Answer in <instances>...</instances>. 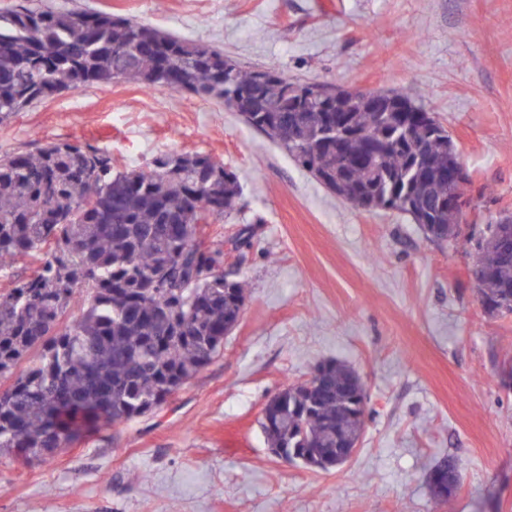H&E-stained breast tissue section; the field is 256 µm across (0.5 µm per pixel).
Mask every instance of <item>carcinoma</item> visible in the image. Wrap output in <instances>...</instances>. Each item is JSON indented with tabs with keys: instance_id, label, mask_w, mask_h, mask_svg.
Returning a JSON list of instances; mask_svg holds the SVG:
<instances>
[{
	"instance_id": "1",
	"label": "carcinoma",
	"mask_w": 512,
	"mask_h": 512,
	"mask_svg": "<svg viewBox=\"0 0 512 512\" xmlns=\"http://www.w3.org/2000/svg\"><path fill=\"white\" fill-rule=\"evenodd\" d=\"M247 69L210 46L94 11L0 14V125L39 99L98 84L190 92L218 100L297 166L330 179L336 196L369 211L409 215L448 241L438 209L448 180V131L407 92L372 106L347 94L311 97L312 83L275 67ZM241 186L202 154H164L147 170H117L112 153L76 143L0 155V267L32 273L0 293V452L39 460L104 424L128 422L177 393L224 352L245 291L202 246L205 225L230 215ZM489 225L471 278L485 312L512 313V252ZM80 314L72 315L75 307ZM39 357L23 365L27 355ZM358 379L331 360L319 384L297 383L267 408L271 448L309 468H334L359 440Z\"/></svg>"
}]
</instances>
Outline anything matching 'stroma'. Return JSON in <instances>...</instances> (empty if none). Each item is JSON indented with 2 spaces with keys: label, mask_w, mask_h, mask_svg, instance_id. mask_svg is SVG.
Masks as SVG:
<instances>
[{
  "label": "stroma",
  "mask_w": 512,
  "mask_h": 512,
  "mask_svg": "<svg viewBox=\"0 0 512 512\" xmlns=\"http://www.w3.org/2000/svg\"><path fill=\"white\" fill-rule=\"evenodd\" d=\"M96 9L222 50L247 68L343 89L407 91L468 175L457 241L359 209L217 101L133 83L37 101L0 125V154L91 143L119 170L163 153L233 170L239 210L204 237L246 289L224 353L154 413L47 460L0 455V512H512V316L490 317L472 244L512 214V0H0ZM343 361L367 395L360 447L313 471L260 427L280 389ZM454 459L449 505L428 473Z\"/></svg>",
  "instance_id": "35a3bbf8"
}]
</instances>
